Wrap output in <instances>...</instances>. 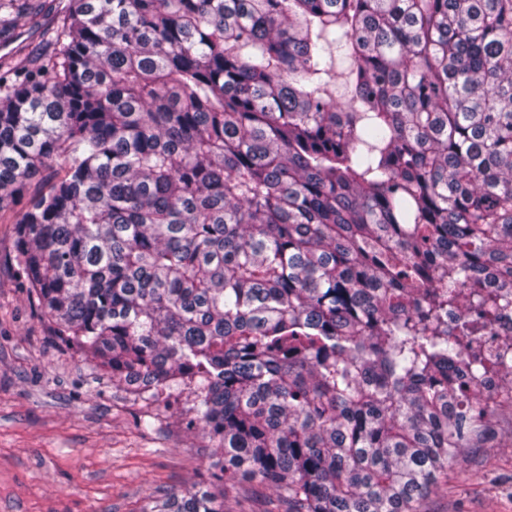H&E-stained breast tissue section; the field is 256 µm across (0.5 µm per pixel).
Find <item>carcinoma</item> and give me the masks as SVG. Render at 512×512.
Masks as SVG:
<instances>
[{
  "label": "carcinoma",
  "instance_id": "cac0c4a2",
  "mask_svg": "<svg viewBox=\"0 0 512 512\" xmlns=\"http://www.w3.org/2000/svg\"><path fill=\"white\" fill-rule=\"evenodd\" d=\"M20 20L0 212L40 181L29 291L132 393L194 383L214 445L140 512H224L226 478L413 512L508 364L512 0H0V40Z\"/></svg>",
  "mask_w": 512,
  "mask_h": 512
}]
</instances>
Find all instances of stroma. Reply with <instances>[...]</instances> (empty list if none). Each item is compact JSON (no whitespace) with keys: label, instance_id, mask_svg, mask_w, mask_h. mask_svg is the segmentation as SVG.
<instances>
[{"label":"stroma","instance_id":"obj_1","mask_svg":"<svg viewBox=\"0 0 512 512\" xmlns=\"http://www.w3.org/2000/svg\"><path fill=\"white\" fill-rule=\"evenodd\" d=\"M13 227L0 223V512H139L201 481L211 452L187 428L194 395L135 399L98 362L63 345L23 284ZM154 427L143 430L140 417ZM224 512H285L258 482L224 486ZM417 512H512V409L499 407Z\"/></svg>","mask_w":512,"mask_h":512}]
</instances>
